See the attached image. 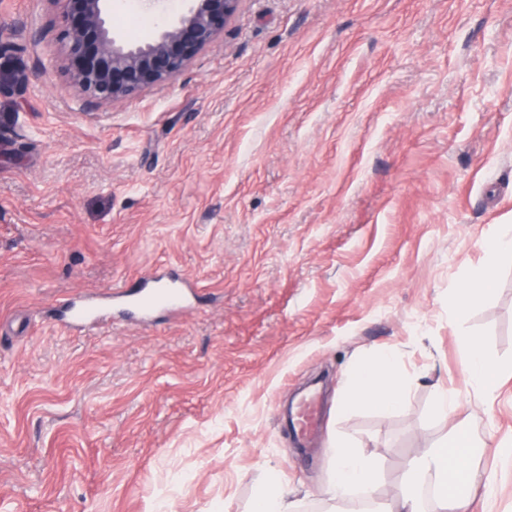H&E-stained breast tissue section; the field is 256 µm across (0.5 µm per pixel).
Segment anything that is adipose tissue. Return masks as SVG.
<instances>
[{
    "label": "adipose tissue",
    "mask_w": 512,
    "mask_h": 512,
    "mask_svg": "<svg viewBox=\"0 0 512 512\" xmlns=\"http://www.w3.org/2000/svg\"><path fill=\"white\" fill-rule=\"evenodd\" d=\"M512 263V225L501 224L486 243V264L467 273L463 287L455 295V307L465 312L483 300L494 289L496 270L503 262ZM457 344L464 354L469 387L492 396L498 387L502 370L486 355L478 337L463 335ZM395 357L386 353L361 363L350 372L351 386L345 405L361 404L393 411L404 401L402 384L394 373ZM476 441L468 427L454 430L438 448L413 462L404 474V490L391 512H469L468 490L476 482L492 485V475L480 474L473 450ZM432 480L436 489L429 503H422L418 488L424 480ZM377 481L374 461L346 447L335 450L333 475L327 488L332 497L354 492L373 496Z\"/></svg>",
    "instance_id": "1"
}]
</instances>
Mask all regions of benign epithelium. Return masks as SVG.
I'll return each instance as SVG.
<instances>
[{
    "instance_id": "benign-epithelium-1",
    "label": "benign epithelium",
    "mask_w": 512,
    "mask_h": 512,
    "mask_svg": "<svg viewBox=\"0 0 512 512\" xmlns=\"http://www.w3.org/2000/svg\"><path fill=\"white\" fill-rule=\"evenodd\" d=\"M66 72L83 107L96 110L165 84L214 44L240 0H189L153 40L130 46L106 25V0H59Z\"/></svg>"
}]
</instances>
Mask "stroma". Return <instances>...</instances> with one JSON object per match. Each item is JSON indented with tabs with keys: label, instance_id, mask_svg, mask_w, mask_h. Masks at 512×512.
Masks as SVG:
<instances>
[{
	"label": "stroma",
	"instance_id": "obj_1",
	"mask_svg": "<svg viewBox=\"0 0 512 512\" xmlns=\"http://www.w3.org/2000/svg\"><path fill=\"white\" fill-rule=\"evenodd\" d=\"M56 0H0V512H251L331 501V449L406 464L459 425L512 512V266L448 315L512 224V0H240L163 86L96 110L65 71ZM172 270L189 308L77 331L61 306ZM507 374L467 385L456 338ZM393 352L394 412L341 406ZM323 379L302 449L283 406ZM458 392L451 416L436 387ZM282 492L264 493L257 497L254 512H294Z\"/></svg>",
	"mask_w": 512,
	"mask_h": 512
}]
</instances>
